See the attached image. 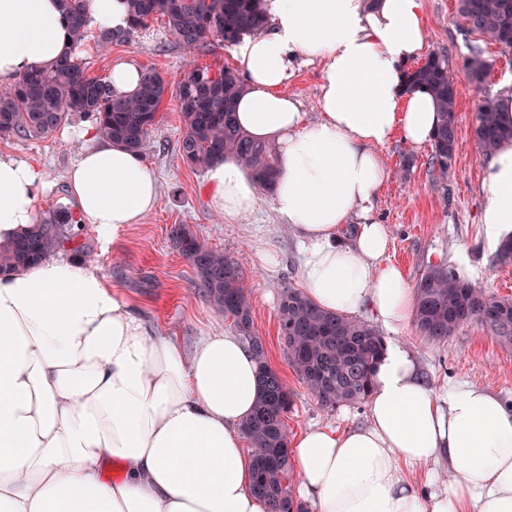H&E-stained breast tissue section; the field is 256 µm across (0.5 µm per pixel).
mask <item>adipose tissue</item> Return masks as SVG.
I'll list each match as a JSON object with an SVG mask.
<instances>
[{
    "instance_id": "obj_1",
    "label": "adipose tissue",
    "mask_w": 512,
    "mask_h": 512,
    "mask_svg": "<svg viewBox=\"0 0 512 512\" xmlns=\"http://www.w3.org/2000/svg\"><path fill=\"white\" fill-rule=\"evenodd\" d=\"M263 9L270 31L233 46L247 71L236 119L277 150L273 201L303 254L304 292L324 310L365 308L399 331L415 294L385 263L388 233L370 214L387 175L380 146L427 143L439 121L435 98L406 91L401 75L426 44L422 0ZM70 50L58 0H0V83L52 69ZM315 61L323 84L312 120L283 87ZM80 139L67 174L79 223L115 236L142 223L159 196L144 159L92 126ZM205 182L226 223L259 204L257 177L236 159L213 162ZM41 188L35 165L0 154V242L34 224ZM482 189L495 246L512 235V140L489 154ZM356 216L354 237L341 241ZM258 395L239 336H206L183 353L91 266L51 255L0 275V512H268L241 429ZM290 448L314 512H512V406L467 379L435 391L397 339L374 369L367 424L309 428ZM109 460L120 477H105ZM419 472L429 488L413 482Z\"/></svg>"
}]
</instances>
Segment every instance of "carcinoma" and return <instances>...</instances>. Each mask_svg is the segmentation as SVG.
Listing matches in <instances>:
<instances>
[{"instance_id": "obj_1", "label": "carcinoma", "mask_w": 512, "mask_h": 512, "mask_svg": "<svg viewBox=\"0 0 512 512\" xmlns=\"http://www.w3.org/2000/svg\"><path fill=\"white\" fill-rule=\"evenodd\" d=\"M62 2L73 49L53 69L31 71L0 94V137L44 138L70 113L82 112L92 118L103 138L142 155L160 106L170 95L183 117L185 133L178 152L189 168L202 170L230 156L259 176L263 190L273 189L279 170L277 154L236 124L235 101L246 88L237 72L225 69L212 74L189 62L169 80L146 67L136 94L114 96L107 79L90 75L78 56L86 37L88 0ZM128 4L129 30L101 29L97 43L125 42L149 21L163 18L169 32L191 54L205 50L214 38L232 45L270 26L262 0H128ZM458 10L466 34L481 35L512 51V0H459ZM462 68L481 87L489 64L479 45L468 46ZM402 79L407 90L425 89L438 103L440 120L431 139L432 160L446 171L454 161L457 140V86L448 58L433 52L419 65L404 66ZM474 135L485 153L512 139V124L501 122L496 98L483 97ZM69 223L63 212L0 244V273L25 269L63 247L71 238ZM172 240L194 267L196 288L232 320L258 363L262 392L243 424L244 434L256 448L253 489L268 502L269 512H305L288 486L292 465L285 417L290 393L254 331L248 288L238 264L202 242L186 224L172 233ZM414 322L422 335L437 341L447 339L465 323L476 322L512 346V300L491 297L443 266L429 267L418 281ZM278 323L289 364L322 406L361 403L370 397L373 369L385 346L375 329L356 318L318 308L295 288L280 300Z\"/></svg>"}]
</instances>
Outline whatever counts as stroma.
<instances>
[{
	"mask_svg": "<svg viewBox=\"0 0 512 512\" xmlns=\"http://www.w3.org/2000/svg\"><path fill=\"white\" fill-rule=\"evenodd\" d=\"M423 11L427 52L447 55L456 74V155L444 173L431 164L430 144L414 146L397 137L381 147L388 174L377 190L373 219L384 224L389 236L385 260L402 269L412 288L427 268L442 265L487 295L512 299V265L497 264V251L488 245L481 222L485 156L474 137L484 94L512 92V51L481 39L490 68L483 87H476L462 68L467 48L458 0H423ZM80 57L91 75L102 77L113 63L129 61L155 67L172 78L186 60L161 19L134 33L129 41L105 48L87 38ZM321 84V64L305 63L285 91L314 119L319 112ZM88 123V118L74 112L52 136L0 138V153L31 161L43 176L38 217L67 210V173L80 149L77 135ZM184 132L176 101L166 98L148 136L145 154L160 186L155 209L115 241L103 236L95 225H81L65 245L64 255L94 267L125 294L137 315L173 337L188 353L200 337L233 329L230 319L210 307L195 288L193 266L172 244V227L189 225L208 246L240 263L250 291L254 330L265 344L269 364L281 374L292 396L286 420L289 435L311 426L342 431L365 425L367 403L322 406L288 363L277 309L286 290L302 286L301 256L294 237L279 222L270 193H261L251 216L237 224L224 223L208 207L204 172L189 168L179 155L177 143ZM261 245L272 247L279 256L272 270L260 269L251 260L253 250ZM400 338L417 356L433 387L468 379L512 404V347L503 345L481 325L464 324L442 341L427 339L411 325Z\"/></svg>",
	"mask_w": 512,
	"mask_h": 512,
	"instance_id": "1",
	"label": "stroma"
}]
</instances>
